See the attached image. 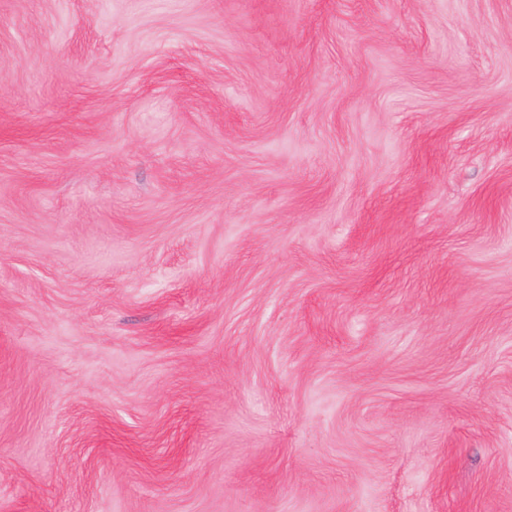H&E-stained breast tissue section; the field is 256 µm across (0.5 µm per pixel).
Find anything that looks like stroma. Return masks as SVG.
<instances>
[{
	"instance_id": "1",
	"label": "stroma",
	"mask_w": 512,
	"mask_h": 512,
	"mask_svg": "<svg viewBox=\"0 0 512 512\" xmlns=\"http://www.w3.org/2000/svg\"><path fill=\"white\" fill-rule=\"evenodd\" d=\"M0 512H512V0H0Z\"/></svg>"
}]
</instances>
